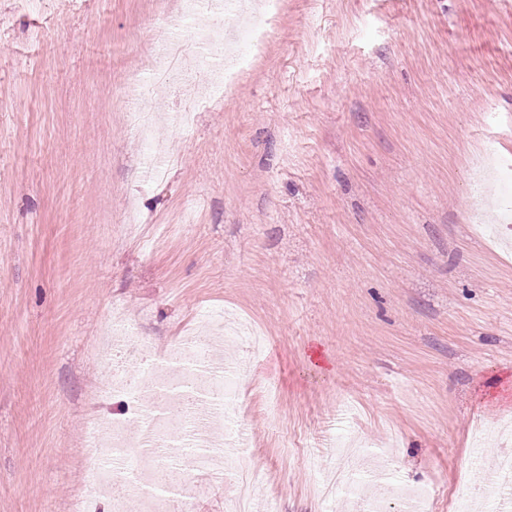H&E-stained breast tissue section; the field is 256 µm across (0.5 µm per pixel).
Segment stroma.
I'll use <instances>...</instances> for the list:
<instances>
[{
    "instance_id": "1",
    "label": "stroma",
    "mask_w": 512,
    "mask_h": 512,
    "mask_svg": "<svg viewBox=\"0 0 512 512\" xmlns=\"http://www.w3.org/2000/svg\"><path fill=\"white\" fill-rule=\"evenodd\" d=\"M182 0H0V512H69L91 415L126 417L97 354L125 307L177 343L229 311L263 342L233 405L252 512L327 501L338 436L455 512L512 421V250L464 214L487 143L512 162V0H280L275 32L190 130L155 27Z\"/></svg>"
}]
</instances>
